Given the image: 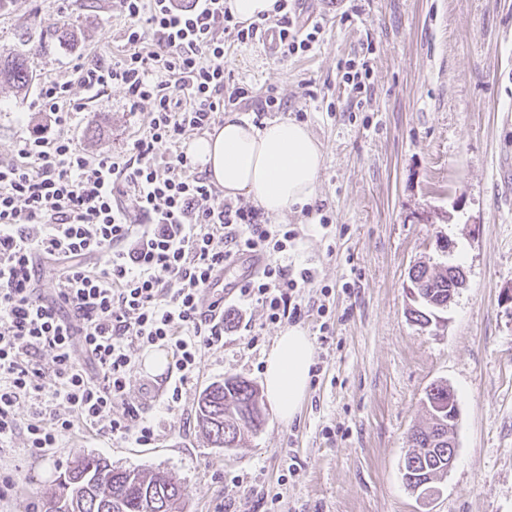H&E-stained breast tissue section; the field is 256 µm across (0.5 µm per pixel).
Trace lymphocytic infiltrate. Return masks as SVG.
I'll list each match as a JSON object with an SVG mask.
<instances>
[{
  "label": "lymphocytic infiltrate",
  "mask_w": 512,
  "mask_h": 512,
  "mask_svg": "<svg viewBox=\"0 0 512 512\" xmlns=\"http://www.w3.org/2000/svg\"><path fill=\"white\" fill-rule=\"evenodd\" d=\"M125 18L112 61L76 69L87 91L123 88L152 118L117 154L91 156L69 131L82 106L70 81L49 80L36 106L46 126L0 162V447L17 434L33 452L75 426L149 445L155 427L137 408L112 416L137 369V351L172 353L166 409L175 411L207 350L224 338L218 279L248 252L265 263L239 289L272 323L305 314L312 269L287 260L299 232L225 198L187 151L190 136L254 100L228 65L232 46L276 36L279 61L318 45L319 19L299 22L302 0H277L273 18L234 21L224 0H115ZM257 101V100H254ZM256 118L282 111L274 92ZM58 267L52 291L42 263ZM28 403L29 420L17 408Z\"/></svg>",
  "instance_id": "1"
}]
</instances>
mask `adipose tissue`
<instances>
[{
	"mask_svg": "<svg viewBox=\"0 0 512 512\" xmlns=\"http://www.w3.org/2000/svg\"><path fill=\"white\" fill-rule=\"evenodd\" d=\"M191 151L225 197H246L266 216H285L317 196L323 150L305 124L274 120L259 128L229 114L223 125L194 140ZM313 354L310 337L293 326L266 357L265 394L284 421H293L306 396Z\"/></svg>",
	"mask_w": 512,
	"mask_h": 512,
	"instance_id": "1",
	"label": "adipose tissue"
}]
</instances>
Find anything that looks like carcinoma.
I'll list each match as a JSON object with an SVG mask.
<instances>
[{
    "label": "carcinoma",
    "instance_id": "carcinoma-1",
    "mask_svg": "<svg viewBox=\"0 0 512 512\" xmlns=\"http://www.w3.org/2000/svg\"><path fill=\"white\" fill-rule=\"evenodd\" d=\"M29 54L24 42L0 50L1 84L18 93L28 89L33 80ZM409 280L418 284L420 298L409 309L412 321L424 325L429 316L448 309V268L420 264L410 269ZM423 406L429 422L409 431L407 445L412 452L402 473L406 488L420 495L437 493L436 482L448 473V445L426 448L431 436L448 434V384L431 385ZM198 420L215 447L226 443L240 446L264 424L257 386L238 377L210 384L199 395ZM183 499L181 481L169 472L124 469L104 457L87 455L59 472L57 487L43 508L45 512H155L161 505L165 512H181Z\"/></svg>",
    "mask_w": 512,
    "mask_h": 512
}]
</instances>
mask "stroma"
<instances>
[{"label":"stroma","instance_id":"obj_1","mask_svg":"<svg viewBox=\"0 0 512 512\" xmlns=\"http://www.w3.org/2000/svg\"><path fill=\"white\" fill-rule=\"evenodd\" d=\"M325 17L311 51L281 63L262 45L231 50L236 78L257 93L274 90L324 145L318 199L332 219L285 218L300 233L290 255L316 279L302 288L300 325L317 338V310L335 312L327 345L315 346L321 373L296 418L273 405L250 441L227 452L198 427L201 391L224 377L262 385L265 359L282 324L261 305L240 306L239 324L203 356L176 414L148 397L141 376L128 405L156 426L148 446L77 427L35 456L16 437L0 449V472L16 485L0 512H42L60 470L93 454L113 465L167 470L185 487L184 512H512V312L500 293L512 284V0H307ZM78 36L58 40L61 18ZM124 22L112 0H14L0 11V49L19 37L45 42L29 56L37 83L0 85V160L20 136L41 127L38 82L74 78L77 65L111 59ZM369 61L360 93L342 80L347 62ZM83 101L71 129L91 155L123 150L151 119L130 111L112 88ZM361 99L362 109L347 106ZM467 285L428 328L411 322L405 285L417 262L440 261L438 237ZM332 292L322 295L323 285ZM448 382L459 405L454 467L441 493L420 504L402 481L406 436L422 422L421 400Z\"/></svg>","mask_w":512,"mask_h":512}]
</instances>
